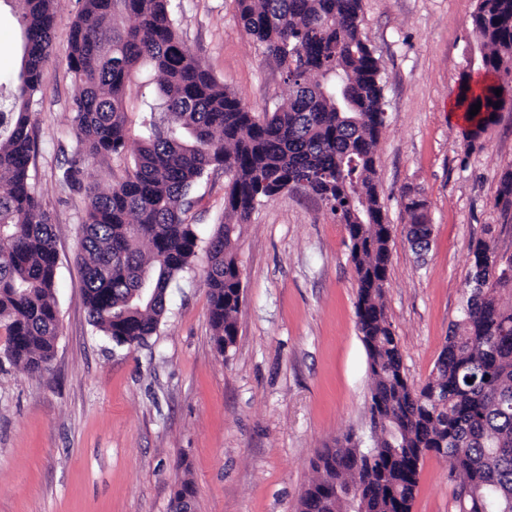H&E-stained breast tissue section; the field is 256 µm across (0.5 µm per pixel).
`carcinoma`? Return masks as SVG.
I'll return each mask as SVG.
<instances>
[{"label":"carcinoma","instance_id":"carcinoma-1","mask_svg":"<svg viewBox=\"0 0 512 512\" xmlns=\"http://www.w3.org/2000/svg\"><path fill=\"white\" fill-rule=\"evenodd\" d=\"M22 22L16 83L0 84V355L32 374L50 369L60 324L55 299L54 225L30 171L37 148L32 106L46 79L56 0H13ZM239 21L285 75L290 94L273 112L254 109L204 68L179 35L172 0H83L70 31L73 130L83 156L120 155L129 142L125 83L144 66L140 145L131 171L107 192L88 190L80 224L82 302L91 324L116 345H143L156 334L166 293L197 255L199 237L186 215L194 185L211 169L228 176V220L208 240L203 281L213 343L235 344L241 304L235 242L253 210L278 192L305 190L345 225L354 264L358 328L369 358L371 412L381 434L363 451L352 438L312 461L316 479L298 512H350L348 491L364 512H411L422 458L452 462L461 480L458 512H512V305L500 302L512 279V256L495 239L471 247L461 319L449 331L427 381L404 373L384 305L391 228L375 182L384 126L378 58L362 35V0H236ZM130 20L127 25L124 20ZM485 53L482 66L512 62V0H479L472 17ZM459 99L471 138L512 101V88L475 89L464 79ZM495 206L512 208V171ZM425 203L407 204L408 239L428 245ZM193 497L181 482L172 512Z\"/></svg>","mask_w":512,"mask_h":512}]
</instances>
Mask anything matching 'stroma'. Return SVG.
I'll return each instance as SVG.
<instances>
[{
    "label": "stroma",
    "mask_w": 512,
    "mask_h": 512,
    "mask_svg": "<svg viewBox=\"0 0 512 512\" xmlns=\"http://www.w3.org/2000/svg\"><path fill=\"white\" fill-rule=\"evenodd\" d=\"M479 0H363L362 32L380 61L385 126L377 182L392 243L384 305L405 374L429 377L461 317L470 248L494 236L512 255V211L494 199L512 170V106L476 140L452 112L462 77L512 85L471 21ZM81 0H58L46 79L33 107L36 192L56 234L60 332L41 375L0 364V512H171L181 481L192 512H297L312 460L353 435L373 445L368 356L357 328L349 238L329 208L302 192L263 202L241 225L236 252L243 301L235 345L218 353L202 273L205 252L168 290L166 313L145 345L115 346L82 303L79 226L89 188L105 190L131 153L84 158L72 130L75 85L67 67ZM175 26L216 80L256 112L289 90L281 69L237 16L235 0H173ZM21 27L0 0V77H16ZM78 160L79 181L62 182ZM223 171L193 187L188 214L201 240L225 221ZM424 200L425 255L407 232L409 198ZM450 461L426 455L411 512H458Z\"/></svg>",
    "instance_id": "1"
}]
</instances>
